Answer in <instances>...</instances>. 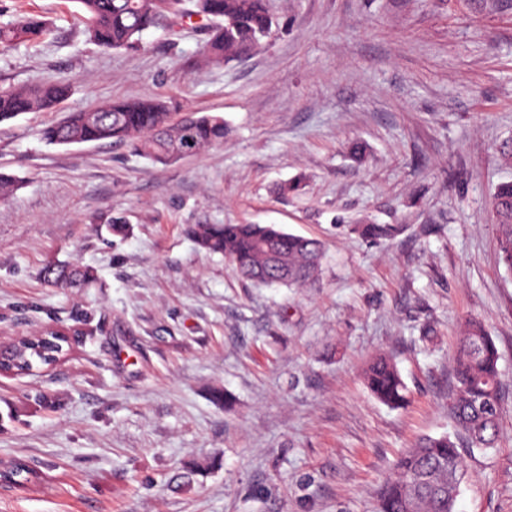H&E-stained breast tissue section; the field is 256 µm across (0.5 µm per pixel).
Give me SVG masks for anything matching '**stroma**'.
Segmentation results:
<instances>
[{
	"mask_svg": "<svg viewBox=\"0 0 512 512\" xmlns=\"http://www.w3.org/2000/svg\"><path fill=\"white\" fill-rule=\"evenodd\" d=\"M256 52L200 62L207 21L88 41L77 0L0 52V87L65 77L56 112L0 124V343L65 330L53 366L0 374V512H375L396 459L454 435L456 338L481 321L500 359V433L464 451L458 512H512V277L490 201L512 181V0H271ZM160 96L222 115L221 144L153 163L124 144H46L65 113ZM297 189L283 193L282 185ZM128 231L112 232L110 217ZM190 224H273L319 239L306 288L242 279ZM359 224H391L373 240ZM92 269L85 288L42 271ZM390 357L405 406L364 373Z\"/></svg>",
	"mask_w": 512,
	"mask_h": 512,
	"instance_id": "obj_1",
	"label": "stroma"
}]
</instances>
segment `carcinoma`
Wrapping results in <instances>:
<instances>
[{
  "label": "carcinoma",
  "mask_w": 512,
  "mask_h": 512,
  "mask_svg": "<svg viewBox=\"0 0 512 512\" xmlns=\"http://www.w3.org/2000/svg\"><path fill=\"white\" fill-rule=\"evenodd\" d=\"M84 32L104 49H136L143 33L163 21L199 16L211 21L201 50L211 66L256 51L268 39L276 19L270 0H76ZM50 28L41 14L28 13L0 26V49H13L45 38ZM72 93L65 78L0 89V123L32 112H52ZM224 117L191 115L171 120L168 101L152 96L114 98L88 110L71 112L42 130L52 145L124 143L156 163L201 156L224 140ZM498 227L499 261L512 274V182L492 196ZM186 233L209 253H222L240 276L265 286H301L321 271L323 247L316 239L286 233L273 224H190ZM43 278L65 288H82L94 272L77 265H50ZM499 352L492 336L469 321L459 337L454 361V393L449 416L469 448H492L499 436ZM371 393L390 407L408 400L407 386L387 357L375 359L365 373ZM465 469L460 444L447 435L425 438L395 464V477L382 487L377 512H457L458 486L450 476Z\"/></svg>",
  "instance_id": "obj_1"
}]
</instances>
